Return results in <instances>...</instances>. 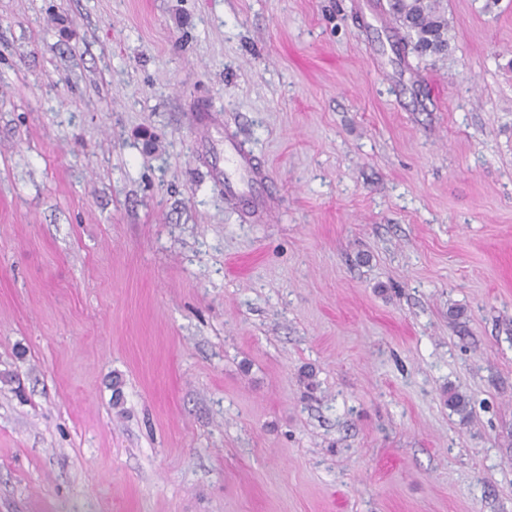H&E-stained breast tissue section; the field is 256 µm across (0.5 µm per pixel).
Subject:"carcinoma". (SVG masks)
Returning <instances> with one entry per match:
<instances>
[{"instance_id": "cac0c4a2", "label": "carcinoma", "mask_w": 512, "mask_h": 512, "mask_svg": "<svg viewBox=\"0 0 512 512\" xmlns=\"http://www.w3.org/2000/svg\"><path fill=\"white\" fill-rule=\"evenodd\" d=\"M388 12L404 32L402 48L420 57H442L449 48L447 0H387Z\"/></svg>"}]
</instances>
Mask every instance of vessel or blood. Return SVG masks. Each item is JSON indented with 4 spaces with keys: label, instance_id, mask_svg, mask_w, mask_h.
I'll return each mask as SVG.
<instances>
[{
    "label": "vessel or blood",
    "instance_id": "1",
    "mask_svg": "<svg viewBox=\"0 0 512 512\" xmlns=\"http://www.w3.org/2000/svg\"><path fill=\"white\" fill-rule=\"evenodd\" d=\"M224 192L230 200L247 206L257 218L266 214L270 204L269 176L233 136L224 138V168L220 173Z\"/></svg>",
    "mask_w": 512,
    "mask_h": 512
}]
</instances>
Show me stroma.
Here are the masks:
<instances>
[{
    "instance_id": "35a3bbf8",
    "label": "stroma",
    "mask_w": 512,
    "mask_h": 512,
    "mask_svg": "<svg viewBox=\"0 0 512 512\" xmlns=\"http://www.w3.org/2000/svg\"><path fill=\"white\" fill-rule=\"evenodd\" d=\"M385 4L0 0V512H512V0ZM388 12L404 32L399 43L420 57H443L449 48L446 0H388ZM223 150L224 168L217 174L224 181L227 198L246 205L254 217H263L270 204L269 175L257 166L254 155L227 133Z\"/></svg>"
}]
</instances>
